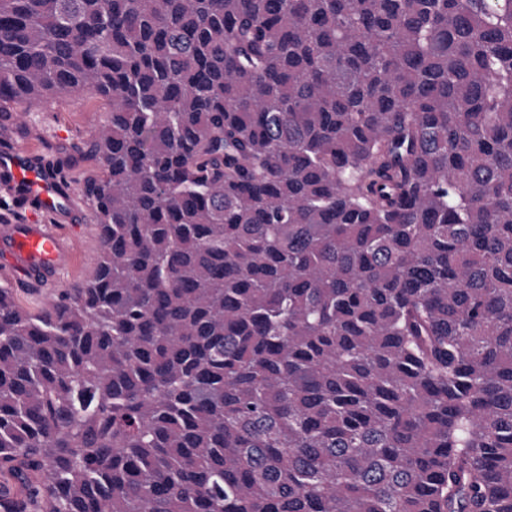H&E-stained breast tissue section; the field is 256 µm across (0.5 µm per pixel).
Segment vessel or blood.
<instances>
[{"instance_id": "vessel-or-blood-1", "label": "vessel or blood", "mask_w": 512, "mask_h": 512, "mask_svg": "<svg viewBox=\"0 0 512 512\" xmlns=\"http://www.w3.org/2000/svg\"><path fill=\"white\" fill-rule=\"evenodd\" d=\"M0 188L12 196L14 210L25 212L22 222H0V277L32 285L42 304H50L64 288L63 273L79 252L75 236L60 225L43 221L69 205L59 184L36 167L29 151L0 146Z\"/></svg>"}]
</instances>
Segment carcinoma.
Returning a JSON list of instances; mask_svg holds the SVG:
<instances>
[{
    "instance_id": "1",
    "label": "carcinoma",
    "mask_w": 512,
    "mask_h": 512,
    "mask_svg": "<svg viewBox=\"0 0 512 512\" xmlns=\"http://www.w3.org/2000/svg\"><path fill=\"white\" fill-rule=\"evenodd\" d=\"M64 92L100 254L0 287L17 512H512V0H0V122Z\"/></svg>"
}]
</instances>
